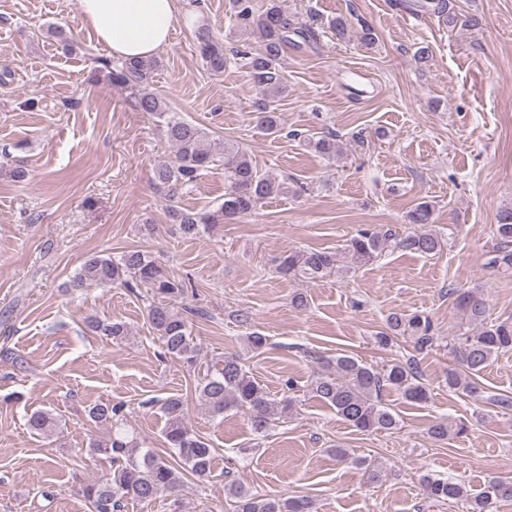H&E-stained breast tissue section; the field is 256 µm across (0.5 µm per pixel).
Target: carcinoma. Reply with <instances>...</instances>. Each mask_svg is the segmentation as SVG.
<instances>
[{
	"label": "carcinoma",
	"instance_id": "obj_1",
	"mask_svg": "<svg viewBox=\"0 0 512 512\" xmlns=\"http://www.w3.org/2000/svg\"><path fill=\"white\" fill-rule=\"evenodd\" d=\"M231 6L236 19L235 38L243 43L254 34L259 38V47L253 52L245 50L242 55L249 59L250 74L261 95V104L254 113L256 127L273 134L279 127L273 103L286 91L278 69L279 60L286 48H299L308 41L310 31L297 26L288 17L282 0H266L260 9L255 7L254 0H231ZM420 7L433 10L450 27L457 24L458 17L447 0H422ZM328 26L340 38L354 36L365 46L374 45L378 39L372 27L363 23L355 29L344 15L330 19ZM194 36L206 69L214 75L222 74L227 63L224 46L205 25L197 27ZM103 66L108 81L127 91L139 111L155 116L164 124L176 156L175 161L155 169L154 180L157 186L167 190L168 198L176 197L194 184L216 159L224 162V202L218 208L204 212L173 210L185 238L195 239L214 224L230 223L251 215L267 200L289 191L287 181L263 173L242 146L213 141L205 128L171 111L162 97L151 92L149 83L156 66L154 59L124 61L119 65L105 60ZM303 141L328 159L342 154L339 135L333 131L307 136ZM434 215V202L420 201L407 213L410 231L403 236L363 229L348 240L345 253L356 265L368 264L394 248L435 254L442 249L444 239L430 229ZM495 238L496 246L486 266L498 273L509 272L512 270V205L500 210ZM280 272L293 279H322L339 273L337 254L330 250H294L281 261ZM87 285H118L141 298L152 299L147 306V319L161 340L163 355L186 363L196 360L198 346L189 321L172 306L185 296L188 285L152 253L131 249L117 257L91 255L71 281L73 288ZM454 301L462 318L475 330L456 337L452 354L458 368L448 370V388L471 394L476 390L475 377L482 374L495 357L512 351V321L491 319L488 300L480 287L455 292ZM398 336L409 337L416 351H424L433 345V324L426 315L392 313L375 339L378 344L387 346ZM309 387L314 397L361 432L397 429L398 414L383 400L387 391H395L413 404H424L428 400V388L412 360H394L378 369L351 356H338L321 362ZM200 395L213 417L231 409L244 411L258 435L276 421L278 410L292 406V400L286 397L276 401L270 391L248 375L242 358L233 354L225 356L214 373L206 375L200 384ZM164 410L167 414L165 438L171 448L167 457L150 450L138 451V444L126 430L124 404L107 401L91 407L92 420L111 425L109 437L91 447L112 463V472L86 490L92 512H120L126 501L151 503L164 492L179 491L183 465L202 480L210 476L213 448L188 425L184 403L177 398L170 399L164 403ZM28 426L47 436L55 431L54 418L44 411L30 414ZM463 430L462 426L454 428L440 420L429 427V434L436 440H444ZM425 490L435 501L465 499L472 512H494L498 503L512 500L509 478L491 479L473 497L464 483L444 478L426 477ZM229 493L236 499V512H317L314 502L307 497L258 494L239 481L229 485Z\"/></svg>",
	"mask_w": 512,
	"mask_h": 512
}]
</instances>
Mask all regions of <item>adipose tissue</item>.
Returning a JSON list of instances; mask_svg holds the SVG:
<instances>
[{"label":"adipose tissue","instance_id":"obj_1","mask_svg":"<svg viewBox=\"0 0 512 512\" xmlns=\"http://www.w3.org/2000/svg\"><path fill=\"white\" fill-rule=\"evenodd\" d=\"M82 20L109 55L149 58L168 45L176 0H81Z\"/></svg>","mask_w":512,"mask_h":512}]
</instances>
